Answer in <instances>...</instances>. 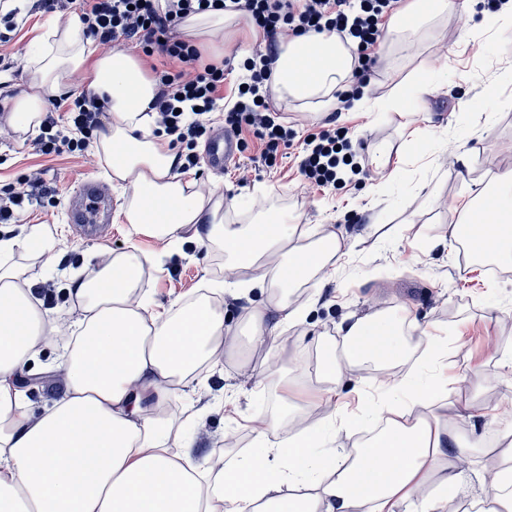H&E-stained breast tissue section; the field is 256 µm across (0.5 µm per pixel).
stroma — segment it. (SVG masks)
I'll return each mask as SVG.
<instances>
[{"instance_id":"1","label":"stroma","mask_w":512,"mask_h":512,"mask_svg":"<svg viewBox=\"0 0 512 512\" xmlns=\"http://www.w3.org/2000/svg\"><path fill=\"white\" fill-rule=\"evenodd\" d=\"M487 11V0H474L472 13L430 21L383 47L365 88L372 108L336 117L337 126L349 127L353 150L368 156L370 175L301 200L295 160L286 155L275 170L257 168L245 185L233 171L215 174L203 162L190 169V176L234 200L225 223H253L262 199L286 212L290 223L316 233L340 231L350 248L336 271L316 274L302 287L304 317L262 346L252 343L248 318L270 295L250 287L253 269L227 273L224 254L200 244L191 226L181 229L175 246L135 237L113 217L99 236H79L69 203L82 180L99 183L113 206L122 202L120 187L104 174V160L90 151L44 155L31 141L0 137V195L37 170L56 191L45 207L27 209L19 223L0 224V238L25 235L37 225L54 239L50 253L29 263L30 284L45 282L62 262L83 275L95 272L101 254L134 244L149 257L140 286L154 311L184 303L206 284L222 285L224 328L234 346L169 403L186 430L181 451L196 464L206 467L216 454L230 459L254 449L259 411L280 412L287 399L304 405L320 388L319 342L350 317L374 312L408 311L432 339L446 343L448 353L435 370L448 382L429 392V403L459 410L477 396L492 402L477 418L461 420L462 443L498 449L512 441V422L504 415L512 409V373L502 370L498 357L512 352V275L495 277L484 263L461 259L456 241L463 203L512 171V82H501L497 69L512 63V33L479 32ZM21 15L14 40L0 46V71L10 76L0 83L2 100L25 88L28 72L15 63L57 18L35 0H25ZM401 82L411 93L408 108L384 110L382 100ZM274 356L291 393L266 376ZM377 380L368 367L341 376V402L354 425L335 434L334 447H352L367 434L364 417L385 397Z\"/></svg>"}]
</instances>
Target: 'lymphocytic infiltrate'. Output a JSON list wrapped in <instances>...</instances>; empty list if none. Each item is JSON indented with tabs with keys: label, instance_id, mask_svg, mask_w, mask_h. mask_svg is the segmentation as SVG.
I'll list each match as a JSON object with an SVG mask.
<instances>
[{
	"label": "lymphocytic infiltrate",
	"instance_id": "lymphocytic-infiltrate-1",
	"mask_svg": "<svg viewBox=\"0 0 512 512\" xmlns=\"http://www.w3.org/2000/svg\"><path fill=\"white\" fill-rule=\"evenodd\" d=\"M49 11L67 12L78 6L84 35L112 48L139 42L161 53L167 65L153 67L159 95L154 123L175 150L176 168L197 166L198 139L209 134L216 103L224 105V126L235 133L251 132L260 143V159L274 167L280 148L291 147L295 132L282 122L271 96L273 64L281 40L310 32L336 33L354 60L352 89L336 92L335 109L348 110L355 89L366 84L387 20L405 0H40ZM224 10L249 19L256 42L243 68L245 79L234 90L224 88V65L206 62L201 51L181 39L177 30L189 15ZM107 99L82 94L69 109L66 122L45 113L35 148L48 154L60 149L85 152L89 137L101 128ZM344 128L330 122L313 125L299 153L297 173L303 193L328 192L345 173H368L362 155L349 154ZM49 190L42 172H35L0 197V223H15L20 211L43 206Z\"/></svg>",
	"mask_w": 512,
	"mask_h": 512
}]
</instances>
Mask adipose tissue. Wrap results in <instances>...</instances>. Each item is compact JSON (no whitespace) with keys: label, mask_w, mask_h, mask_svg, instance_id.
Instances as JSON below:
<instances>
[{"label":"adipose tissue","mask_w":512,"mask_h":512,"mask_svg":"<svg viewBox=\"0 0 512 512\" xmlns=\"http://www.w3.org/2000/svg\"><path fill=\"white\" fill-rule=\"evenodd\" d=\"M471 0H412L393 15L385 32L403 31L450 12H468ZM232 15L221 11L187 17L182 27L199 46L224 48V27ZM73 13L52 24L28 60L25 89L7 106L8 127L18 140L38 130L51 98L82 79L89 92L107 98L112 115L95 145L105 158L125 202L119 210L134 235L177 243L180 230L195 226L198 240L223 249L239 268L242 259L260 265L252 280L275 297L249 315L254 344L273 339L285 324L298 322L304 307L290 292L293 280L322 270L345 254L336 233L313 243L279 211L261 209L255 223H224L215 190L174 173L175 154L145 128L157 86L133 54L103 49L81 35ZM352 59L341 39L311 32L281 42L274 90L296 101L322 104L341 89ZM498 219L485 229L475 253L512 263V172L493 192ZM53 242L38 228L22 238L0 240V512H394L400 505L418 512H444L446 499L429 488L455 483L480 466L490 494L479 512H502L512 504V467L497 458L476 464L454 434V415L426 413L420 388L398 365L408 351H422L437 364L442 344L408 315L373 313L337 328V341L319 353L326 394L336 391L342 369L375 364L380 386L406 392L410 405L384 403L377 420L381 434L353 447L332 448V433L300 430L297 439L267 447V432L281 423L298 425L300 412L263 417L257 448L228 467L203 469L170 448L175 418L167 404L192 382L201 364L214 360L224 334V315L201 295L178 308L152 311L139 290L147 260L134 250L104 255L93 277L71 280L68 292L81 308V339L65 372L70 395L40 415L21 403L14 386L32 348L54 332L24 291L26 267L20 255L42 257ZM383 341V352L371 345ZM365 475L371 490L358 493Z\"/></svg>","instance_id":"adipose-tissue-1"}]
</instances>
